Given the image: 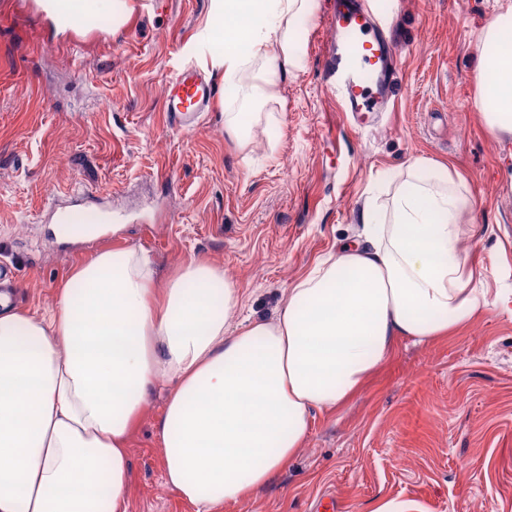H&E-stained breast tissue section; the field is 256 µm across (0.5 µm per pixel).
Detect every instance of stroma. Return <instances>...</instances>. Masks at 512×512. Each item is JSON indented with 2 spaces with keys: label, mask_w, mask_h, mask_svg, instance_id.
I'll list each match as a JSON object with an SVG mask.
<instances>
[{
  "label": "stroma",
  "mask_w": 512,
  "mask_h": 512,
  "mask_svg": "<svg viewBox=\"0 0 512 512\" xmlns=\"http://www.w3.org/2000/svg\"><path fill=\"white\" fill-rule=\"evenodd\" d=\"M512 0H403L402 65L392 112L360 131L327 92L320 44L332 0H314L301 67L279 71V98L255 99V57L225 87L212 68V0H86L61 26L45 0H0V262L16 307L49 312L78 264L132 247L159 282L185 263L223 267L241 316L272 318L287 288L360 226L367 196L388 206L407 163L448 165L470 214L461 247L473 287L507 296L448 337L400 341L346 406L313 415L303 448L269 485L222 512H512V141L475 108L480 29ZM212 80L211 112L177 130L165 84L187 63ZM228 112H256L248 139ZM85 190L81 218L115 230L57 241L51 204ZM159 380L130 448L129 512H194L165 483Z\"/></svg>",
  "instance_id": "obj_1"
}]
</instances>
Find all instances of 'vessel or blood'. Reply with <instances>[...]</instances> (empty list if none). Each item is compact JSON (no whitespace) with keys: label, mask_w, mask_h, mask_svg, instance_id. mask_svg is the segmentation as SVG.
Returning <instances> with one entry per match:
<instances>
[{"label":"vessel or blood","mask_w":512,"mask_h":512,"mask_svg":"<svg viewBox=\"0 0 512 512\" xmlns=\"http://www.w3.org/2000/svg\"><path fill=\"white\" fill-rule=\"evenodd\" d=\"M326 22L330 39L323 48L325 86L336 95L341 111L366 123L389 109L401 47L389 34L387 18L376 15L368 0H334ZM214 96L212 81L200 69L183 67L168 82L167 121L176 128H193L210 111Z\"/></svg>","instance_id":"obj_1"}]
</instances>
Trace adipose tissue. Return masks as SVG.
<instances>
[{"label":"adipose tissue","mask_w":512,"mask_h":512,"mask_svg":"<svg viewBox=\"0 0 512 512\" xmlns=\"http://www.w3.org/2000/svg\"><path fill=\"white\" fill-rule=\"evenodd\" d=\"M311 0H213V60L234 85L245 54H270L260 97L300 66ZM478 40L486 128L512 139V6ZM447 166L411 160L388 214L290 288L273 320L231 328L240 291L189 261L158 284L146 256L103 248L79 264L49 314L0 305V512H128L129 439L158 378L166 484L196 512L251 497L303 445L312 414L351 399L399 340L426 344L500 297L472 287L459 245L469 211Z\"/></svg>","instance_id":"1"}]
</instances>
